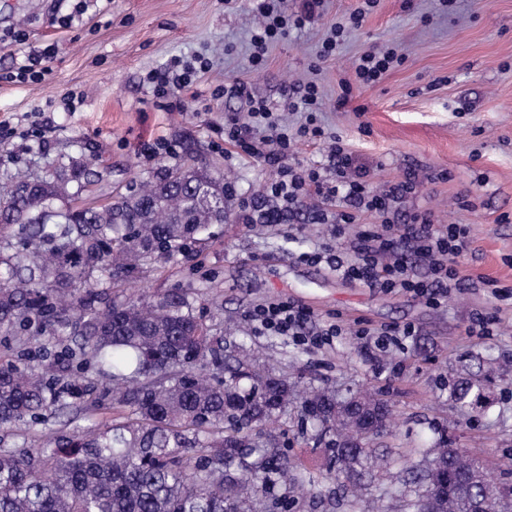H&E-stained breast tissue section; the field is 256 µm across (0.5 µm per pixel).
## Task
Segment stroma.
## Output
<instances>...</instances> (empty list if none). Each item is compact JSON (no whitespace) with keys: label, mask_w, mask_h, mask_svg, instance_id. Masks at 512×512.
Instances as JSON below:
<instances>
[{"label":"stroma","mask_w":512,"mask_h":512,"mask_svg":"<svg viewBox=\"0 0 512 512\" xmlns=\"http://www.w3.org/2000/svg\"><path fill=\"white\" fill-rule=\"evenodd\" d=\"M78 0H0V32H23V44L0 49V72L30 50L51 49L53 72L45 80L0 81V118L19 126H48L44 140L0 142V177L18 171L63 170L88 161L82 188L71 205L107 204L127 195L141 178L160 175L175 159H194L231 182L224 221L196 244L192 259L145 267L133 280L116 282L118 297L188 293L196 313L228 347L245 345L262 364L302 386L347 395L377 390L393 409L390 431L372 441L388 470L360 479L343 494L326 474L329 448L316 443L311 426L289 410L274 431L279 446L314 474L291 502V512H366L372 500L397 487L402 456L445 432L453 447L482 452L492 478L512 485V307L498 305L486 289L467 288L430 305L401 294L362 288L298 253L328 242L326 225L298 208L275 226L243 224L242 197L257 195L275 169L225 156L212 142L213 126L245 99L212 100L217 84L236 78L249 96L279 105L298 85L321 89L317 122L340 135L363 162L372 186L414 171L418 187L409 210L432 212L441 224H464L474 251L469 274L512 285V0H378L335 57L315 55L336 18L360 0H323L310 22L289 26L275 38L259 70L250 67L251 37L258 24L249 0H99L80 22L65 25ZM390 45L404 56L379 83L353 89L337 107L343 82L355 79L354 63L372 46ZM202 54L212 69L192 86L199 110L169 112L144 78L177 57ZM248 96V97H249ZM178 145V158L145 159L141 145L157 138ZM289 299L319 318L339 315L347 325L381 329L413 325L415 336L368 356L357 337L343 335L319 348L291 337L256 332L251 311ZM498 311L489 336H471L474 312ZM492 372L486 408L461 412L450 398L453 384L478 369ZM102 412L77 420L49 418L24 436L0 430V447L35 448L46 429L73 432L105 421Z\"/></svg>","instance_id":"obj_1"}]
</instances>
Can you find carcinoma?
<instances>
[{"label":"carcinoma","instance_id":"obj_1","mask_svg":"<svg viewBox=\"0 0 512 512\" xmlns=\"http://www.w3.org/2000/svg\"><path fill=\"white\" fill-rule=\"evenodd\" d=\"M83 175L18 174L0 185V333L24 344L33 333L69 337L38 367L0 355V427L104 407L82 379L89 364L112 380L115 418L38 448H0V512H289L307 468L264 433L292 403L329 437L336 477L375 474L368 443L387 430V400L316 389L297 398L287 377L227 352L188 296L112 297V281L189 256L224 223L210 206L224 201L223 179L185 160L128 198L64 204ZM483 391L482 379L466 378L451 397L470 408ZM355 404L369 409L374 432ZM423 455L404 461V489L394 492L405 512H470L483 498L471 483L482 458L442 437ZM448 471L461 493L438 488ZM511 508V487L485 499L484 512Z\"/></svg>","mask_w":512,"mask_h":512}]
</instances>
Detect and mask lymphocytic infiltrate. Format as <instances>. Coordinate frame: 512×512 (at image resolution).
I'll use <instances>...</instances> for the list:
<instances>
[{
    "label": "lymphocytic infiltrate",
    "instance_id": "lymphocytic-infiltrate-1",
    "mask_svg": "<svg viewBox=\"0 0 512 512\" xmlns=\"http://www.w3.org/2000/svg\"><path fill=\"white\" fill-rule=\"evenodd\" d=\"M253 11L261 19L251 39L254 51L250 63L257 68L264 62L270 41L286 34L288 17L283 0H253ZM402 61L396 48L369 49L357 60L355 80L361 86L376 84ZM210 67V59L202 55L185 61L176 58L162 69L149 71L146 80L154 96L165 100L167 111L181 112L189 104L187 93L197 74ZM320 105L321 94L311 83L282 107L252 98L246 111L225 115L224 125L218 130L221 139L235 146L240 155L278 170L261 195L241 200L244 224L282 223L284 211L300 206L308 197L318 201L314 220L319 224L339 229L369 215L371 221L366 229L350 241L349 255H342L327 243L299 253V260L326 263L329 270L364 288L400 292L435 305L447 300L449 293L462 288L468 279L459 265L460 258L473 251L467 227L435 223L428 211H403L404 201L416 190L414 173H407L404 180L385 185L382 190H373L346 144L318 125ZM289 112L302 113L303 122L289 126L285 118ZM301 141L328 144L325 165L295 164L293 156ZM401 242L415 246L429 268L428 277L412 273L397 250ZM251 319L259 331L289 336L304 344L320 346L343 333L337 321L309 332L307 325L315 321V314L288 300L257 306Z\"/></svg>",
    "mask_w": 512,
    "mask_h": 512
}]
</instances>
